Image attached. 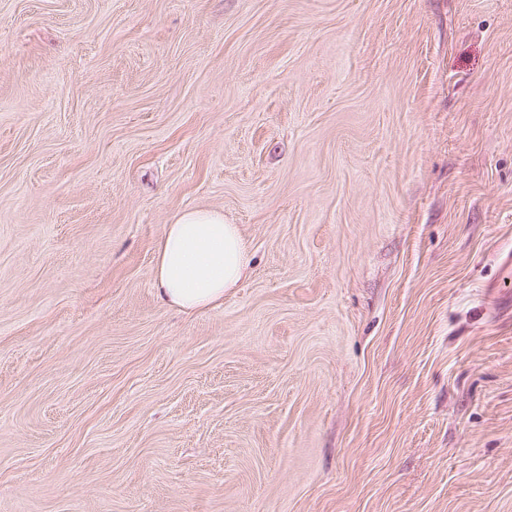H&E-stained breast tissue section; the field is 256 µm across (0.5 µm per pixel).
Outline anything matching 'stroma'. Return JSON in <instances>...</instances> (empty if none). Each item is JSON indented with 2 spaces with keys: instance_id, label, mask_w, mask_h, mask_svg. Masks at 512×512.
I'll return each instance as SVG.
<instances>
[{
  "instance_id": "obj_1",
  "label": "stroma",
  "mask_w": 512,
  "mask_h": 512,
  "mask_svg": "<svg viewBox=\"0 0 512 512\" xmlns=\"http://www.w3.org/2000/svg\"><path fill=\"white\" fill-rule=\"evenodd\" d=\"M511 251L512 0H0V512H512ZM250 262L248 244L238 225L224 224V213L193 208L167 224L154 259L159 301L183 313L200 312L224 302Z\"/></svg>"
}]
</instances>
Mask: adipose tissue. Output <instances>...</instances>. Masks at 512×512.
<instances>
[{
  "label": "adipose tissue",
  "instance_id": "obj_1",
  "mask_svg": "<svg viewBox=\"0 0 512 512\" xmlns=\"http://www.w3.org/2000/svg\"><path fill=\"white\" fill-rule=\"evenodd\" d=\"M248 244L238 225L222 211L193 208L166 225L154 259L159 301L183 313L200 312L223 302L225 292L244 279Z\"/></svg>",
  "mask_w": 512,
  "mask_h": 512
}]
</instances>
